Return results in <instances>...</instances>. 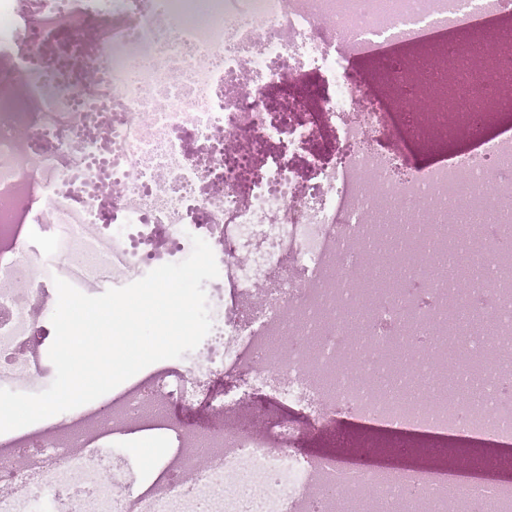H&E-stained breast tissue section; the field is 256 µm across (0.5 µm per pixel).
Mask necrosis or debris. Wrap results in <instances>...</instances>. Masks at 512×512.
<instances>
[{
  "label": "necrosis or debris",
  "instance_id": "necrosis-or-debris-1",
  "mask_svg": "<svg viewBox=\"0 0 512 512\" xmlns=\"http://www.w3.org/2000/svg\"><path fill=\"white\" fill-rule=\"evenodd\" d=\"M512 0H0V388L49 385L55 368L36 339L53 314L64 255L85 260L74 275L84 294L123 287L187 258L208 241L219 275L205 284L218 345L160 363L102 411H78L62 427L0 441V512H88L107 489L106 512H172L195 497L224 512H335L336 494L370 478L393 490V512H410L408 487L391 469L298 447L329 430L338 410L381 428L425 436L465 433L512 440V401L449 409L448 372L393 366V345L460 348L458 370L480 362L491 384L512 381V204L482 190L512 180V135L478 140L439 163H416L415 137L453 138L458 126L508 107L497 88L512 59V30L499 28L485 75L467 87L480 108L448 117L456 90L446 29L475 27ZM435 56L408 69L398 47ZM372 71L352 76L356 63ZM387 83L396 105L371 94ZM288 102L287 117L271 104ZM391 97V98H392ZM473 190L484 274L461 296L445 285L410 300L374 281L376 256L399 255L381 215L399 209L420 240L403 280L467 244L456 178ZM280 287L268 288L269 274ZM252 309L244 304L251 298ZM497 304L499 347L477 345V328L450 317L461 305ZM389 381L418 383L423 398L400 402ZM263 397L287 409L278 431L244 426ZM178 413H171V406ZM232 414L233 430L198 426L186 414ZM120 424L163 428L184 450L153 491L130 495L122 470L99 468V442ZM213 456L200 462L192 446ZM34 455L31 465L22 454ZM66 476L67 494L46 472ZM425 512H448V491L466 484L458 512L477 505L512 512V486L427 475Z\"/></svg>",
  "mask_w": 512,
  "mask_h": 512
}]
</instances>
